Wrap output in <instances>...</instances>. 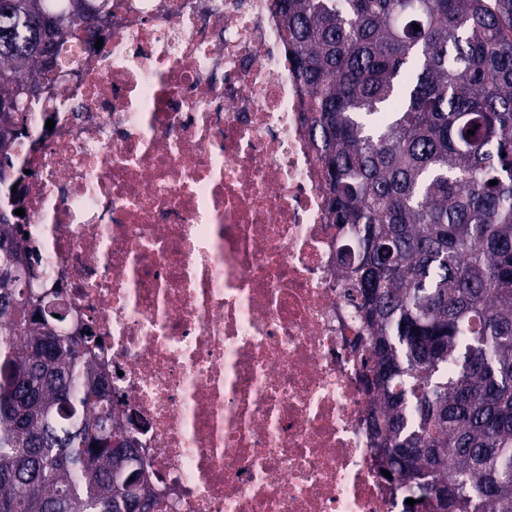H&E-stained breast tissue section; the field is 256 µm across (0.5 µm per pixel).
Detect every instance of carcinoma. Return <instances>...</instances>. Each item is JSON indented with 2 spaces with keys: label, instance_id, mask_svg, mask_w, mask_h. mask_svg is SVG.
<instances>
[{
  "label": "carcinoma",
  "instance_id": "obj_1",
  "mask_svg": "<svg viewBox=\"0 0 512 512\" xmlns=\"http://www.w3.org/2000/svg\"><path fill=\"white\" fill-rule=\"evenodd\" d=\"M274 0L310 93L338 250L368 343L375 450L434 512H512V0ZM110 0H0V160L26 63L96 36ZM419 25L420 30L413 29ZM475 134L469 135L467 131ZM497 184L492 185L490 181ZM0 214V512H162L116 428L95 334L25 281Z\"/></svg>",
  "mask_w": 512,
  "mask_h": 512
}]
</instances>
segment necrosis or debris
<instances>
[{
  "label": "necrosis or debris",
  "instance_id": "4bbe7bcc",
  "mask_svg": "<svg viewBox=\"0 0 512 512\" xmlns=\"http://www.w3.org/2000/svg\"><path fill=\"white\" fill-rule=\"evenodd\" d=\"M100 36L23 73L0 211L99 336L164 512H403L273 0H111Z\"/></svg>",
  "mask_w": 512,
  "mask_h": 512
}]
</instances>
